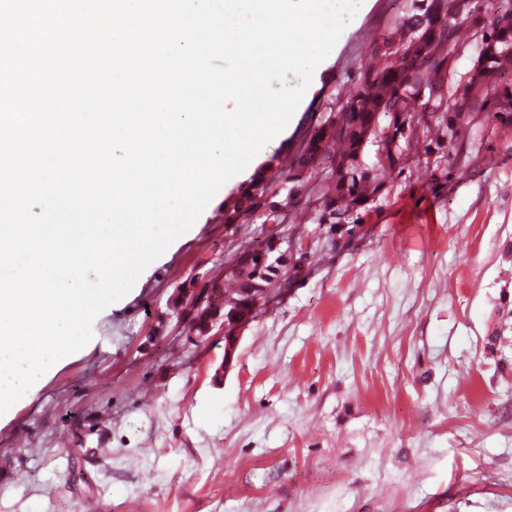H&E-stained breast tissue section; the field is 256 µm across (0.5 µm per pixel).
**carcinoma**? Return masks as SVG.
I'll return each instance as SVG.
<instances>
[{"instance_id": "carcinoma-1", "label": "carcinoma", "mask_w": 512, "mask_h": 512, "mask_svg": "<svg viewBox=\"0 0 512 512\" xmlns=\"http://www.w3.org/2000/svg\"><path fill=\"white\" fill-rule=\"evenodd\" d=\"M449 5L450 0H410L404 15L413 19V26L419 30L412 32V26L399 19L389 32L390 41L405 47L401 59L393 62L389 54L374 52L376 63L361 69L350 99L337 112L340 120L328 118L320 124L298 158V168L288 171L286 180L296 195L311 179L303 174L308 160H319L324 164L320 172L330 173L331 183L323 187V208L318 223L338 221L336 214L341 212L336 206L338 201L352 208L364 206L380 187L378 171L391 170L399 163L400 157L393 156L391 150H400V141L407 139L406 129L414 127L412 102L421 84L437 88L435 99L426 103L424 111L432 115L446 113L444 120L451 149L470 135L469 123L464 121L466 117L479 115L482 124L488 127L497 123L512 125V112L502 114L489 106V98L499 87H512V79L508 78L512 72V53L507 52V48H512V24L503 27V39L494 38L495 19L474 33L478 50L476 62L483 67L486 90L475 94L469 111L459 112L457 94L462 83H471L473 77L457 81L456 68L443 67V62L450 57L459 60L465 48ZM366 134L379 139L386 163L370 169L353 164L357 142ZM391 142L395 143L393 149L389 146ZM265 207H274V202L266 196V189L248 192L236 207L224 212V222L235 224L242 214ZM222 296L223 284L215 280L191 291L180 288L173 301L174 312L195 324L203 318L212 298Z\"/></svg>"}]
</instances>
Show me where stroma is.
Returning a JSON list of instances; mask_svg holds the SVG:
<instances>
[{
  "instance_id": "stroma-1",
  "label": "stroma",
  "mask_w": 512,
  "mask_h": 512,
  "mask_svg": "<svg viewBox=\"0 0 512 512\" xmlns=\"http://www.w3.org/2000/svg\"><path fill=\"white\" fill-rule=\"evenodd\" d=\"M409 0H363L286 128L217 192L90 342L0 419V512H512V126L466 141L415 104L403 160L321 224L294 164ZM262 176L276 211L224 221ZM284 223L305 272L259 301L234 361L172 299Z\"/></svg>"
}]
</instances>
